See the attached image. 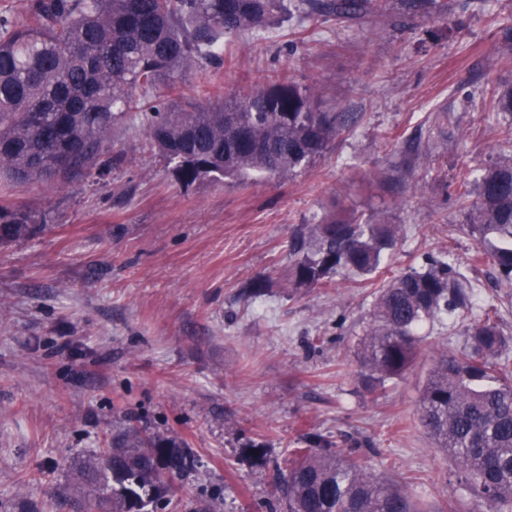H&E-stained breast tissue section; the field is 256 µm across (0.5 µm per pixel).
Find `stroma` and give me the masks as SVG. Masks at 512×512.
Wrapping results in <instances>:
<instances>
[{
    "label": "stroma",
    "mask_w": 512,
    "mask_h": 512,
    "mask_svg": "<svg viewBox=\"0 0 512 512\" xmlns=\"http://www.w3.org/2000/svg\"><path fill=\"white\" fill-rule=\"evenodd\" d=\"M512 0H448L447 21L391 7L378 23L321 19L225 36L223 60L184 71L172 108L288 75L326 89L355 134L285 180L183 187L141 122L116 127L101 173L64 186L0 179V207L38 229L0 245V512H84L80 462L134 427L188 450L197 467L157 512H276L290 449L351 451L406 484L431 512H469L456 465L419 421L441 354L466 345L472 311L424 325L411 367L360 384L357 353L385 280L450 257L466 267L473 309L495 305L512 335V286L489 264L455 191L462 171L504 143L485 97L512 84L500 30ZM452 109L447 157L416 159V194L384 190L388 140L407 143ZM382 212L403 227L375 277L288 285L293 227ZM261 280L264 293L247 295Z\"/></svg>",
    "instance_id": "stroma-1"
}]
</instances>
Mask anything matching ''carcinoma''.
Returning a JSON list of instances; mask_svg holds the SVG:
<instances>
[{
  "mask_svg": "<svg viewBox=\"0 0 512 512\" xmlns=\"http://www.w3.org/2000/svg\"><path fill=\"white\" fill-rule=\"evenodd\" d=\"M411 13L448 15L446 0H404ZM388 0H31L15 18L0 16V177L61 184L101 168L112 129L144 120L149 143L185 187L255 174L291 178L350 134L354 112H327L324 91L274 78L233 96L171 112L165 100L196 61L221 60L226 34L296 18L361 19L382 15ZM494 119L512 112V87L493 90ZM431 132L417 153L448 150V108L431 113ZM457 195L479 241L478 258L512 285V150L476 177L461 176ZM30 216L0 207V244L29 235ZM402 226L375 213L333 217L295 229L290 241L294 288H316L339 273L374 274L395 248ZM467 277L452 259L409 269L374 294L363 332L362 383L376 388L413 363L420 327L467 310ZM467 344L444 354L426 385L419 418L457 465L459 484L480 512H512V336L489 305L466 329ZM191 455L157 435L130 430L81 461L93 492L85 512H136L167 493ZM282 512H428L404 487L366 470L341 450L296 448L280 473Z\"/></svg>",
  "mask_w": 512,
  "mask_h": 512,
  "instance_id": "cac0c4a2",
  "label": "carcinoma"
}]
</instances>
